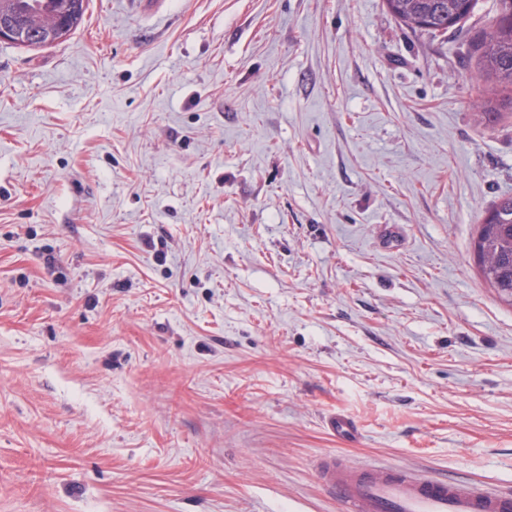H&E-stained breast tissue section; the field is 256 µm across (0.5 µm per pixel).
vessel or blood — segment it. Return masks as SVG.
<instances>
[{"mask_svg":"<svg viewBox=\"0 0 512 512\" xmlns=\"http://www.w3.org/2000/svg\"><path fill=\"white\" fill-rule=\"evenodd\" d=\"M328 427L341 440L358 439L349 417L336 414ZM321 482L335 489L343 512H512V493L473 482L448 481L394 466H363L338 456L324 460Z\"/></svg>","mask_w":512,"mask_h":512,"instance_id":"vessel-or-blood-1","label":"vessel or blood"}]
</instances>
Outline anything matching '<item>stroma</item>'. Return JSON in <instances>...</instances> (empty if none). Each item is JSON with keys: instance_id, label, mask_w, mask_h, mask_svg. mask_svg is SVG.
Segmentation results:
<instances>
[{"instance_id": "35a3bbf8", "label": "stroma", "mask_w": 512, "mask_h": 512, "mask_svg": "<svg viewBox=\"0 0 512 512\" xmlns=\"http://www.w3.org/2000/svg\"><path fill=\"white\" fill-rule=\"evenodd\" d=\"M499 11L88 0L0 42V512H340L329 455L512 490ZM476 0H385L388 12L411 29L448 32L466 19ZM500 4L498 17L482 35L483 64L472 75V81L479 88L494 77L511 92L500 105L512 109V0H500ZM482 218L474 242L484 280L512 304V195L495 200ZM327 425L337 437L345 442H355L359 438V429L356 423L343 414L330 416Z\"/></svg>"}]
</instances>
